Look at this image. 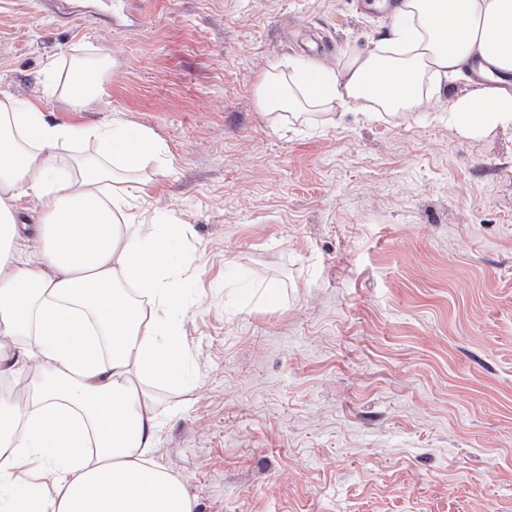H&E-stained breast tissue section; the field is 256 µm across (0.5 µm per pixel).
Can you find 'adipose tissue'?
Listing matches in <instances>:
<instances>
[{
    "mask_svg": "<svg viewBox=\"0 0 512 512\" xmlns=\"http://www.w3.org/2000/svg\"><path fill=\"white\" fill-rule=\"evenodd\" d=\"M392 16L372 50L337 65L270 66L262 109L291 125L308 111L410 116L471 68L481 83L449 101V126L468 138L512 128V0H397ZM108 60L77 57L63 71L48 62L45 86L84 111ZM76 139L92 153L62 155ZM163 151L136 124H57L0 98V376L27 392L21 407L0 390V512H194L183 482L148 458L158 413L131 381H178L186 363L175 270L194 257L168 263L178 229L146 220L123 176ZM28 198L41 222L27 238L18 211ZM22 336L25 347L6 350Z\"/></svg>",
    "mask_w": 512,
    "mask_h": 512,
    "instance_id": "ef3b65f1",
    "label": "adipose tissue"
}]
</instances>
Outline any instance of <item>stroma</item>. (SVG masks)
Instances as JSON below:
<instances>
[{
  "instance_id": "obj_1",
  "label": "stroma",
  "mask_w": 512,
  "mask_h": 512,
  "mask_svg": "<svg viewBox=\"0 0 512 512\" xmlns=\"http://www.w3.org/2000/svg\"><path fill=\"white\" fill-rule=\"evenodd\" d=\"M91 2L0 0V93L166 148L140 177L195 257L187 373L140 388L195 512H512V130L450 128L463 82L408 118L270 121L269 66L372 49L368 0ZM102 52L87 111L45 95L48 61Z\"/></svg>"
}]
</instances>
